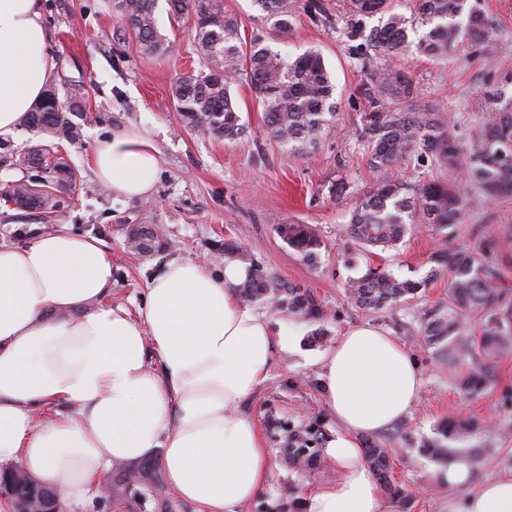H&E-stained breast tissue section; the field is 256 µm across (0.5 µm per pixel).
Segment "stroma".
<instances>
[{"mask_svg":"<svg viewBox=\"0 0 512 512\" xmlns=\"http://www.w3.org/2000/svg\"><path fill=\"white\" fill-rule=\"evenodd\" d=\"M111 2L41 0L56 62L50 83L61 92L83 85L90 109L80 140L61 147L79 181L55 217V230L96 238L111 250L109 298L131 311L142 304L149 282L170 262L189 259L221 270L224 259L215 255L213 246L231 239L274 276L313 292L327 314L328 334L317 340L315 324L290 321L265 302L255 304L275 328L290 333L299 348L276 349L269 379L240 407L262 435L271 458L264 490L240 512H306L309 493L335 479L326 445L337 424L320 388L315 358L354 324L392 331L408 346L425 378L412 415L377 437L392 453L395 481L410 495L408 502L393 503V512H448L449 500L464 498V491L438 483L441 463L425 451L429 442H444L473 456L476 480L512 473V352L497 360L487 388L468 396L460 391L457 379L471 371V364L449 369L441 356L443 343L428 342L421 327L425 315L448 312V275L434 272L432 255L475 235L495 241L512 236V200L474 199L455 236L420 224L395 247L364 254L354 269L344 262L352 243L343 231L356 195L376 181L360 139L361 114L369 108L360 89L372 70L382 67L408 75L419 105L454 120L459 138L467 139L492 112L491 93L498 91L512 100V0H481L501 26L491 60L465 43L435 57L415 52L380 56L370 50L364 36L355 42L346 38V28L354 23L346 0H318L316 15L307 9L310 0H292L294 16L285 33L262 19L253 0H223L225 12L237 17L243 39L259 36L265 45L291 58L310 50L322 54L336 86L338 115L318 144L301 156L270 137L262 107L243 80L231 88L246 126L241 141L204 138L180 128L171 87L201 68L193 16L170 15L166 0H159L158 31L177 50L149 54ZM124 130L147 134L161 154L148 197L127 200L99 187L88 165L102 139ZM342 179L350 182L353 194L339 200L331 190ZM289 219L317 229L323 248L316 264L304 262L278 236L277 226ZM138 223L162 225L171 249L131 260L125 227ZM42 234L39 220L0 198L1 246L23 247ZM370 266L426 280L427 286L393 309L356 307L346 295L345 282ZM457 414L489 421L491 429L444 440L441 427Z\"/></svg>","mask_w":512,"mask_h":512,"instance_id":"35a3bbf8","label":"stroma"}]
</instances>
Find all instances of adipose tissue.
<instances>
[{
	"mask_svg": "<svg viewBox=\"0 0 512 512\" xmlns=\"http://www.w3.org/2000/svg\"><path fill=\"white\" fill-rule=\"evenodd\" d=\"M54 61L40 0H0V131L42 98ZM160 152L139 132L102 141L89 165L121 197L144 198ZM247 268L174 261L137 315L108 299L112 253L69 231L0 246V470L24 468L60 488V512H92L117 463L160 455L168 485L199 512H238L264 489L270 458L238 410L294 341L239 302ZM338 430L326 453L336 479L307 512H388L358 437L409 416L424 386L407 346L370 325L346 330L318 359ZM461 458L440 482L461 488L448 512H512V474L472 485Z\"/></svg>",
	"mask_w": 512,
	"mask_h": 512,
	"instance_id": "ef3b65f1",
	"label": "adipose tissue"
}]
</instances>
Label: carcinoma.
Here are the masks:
<instances>
[{
	"mask_svg": "<svg viewBox=\"0 0 512 512\" xmlns=\"http://www.w3.org/2000/svg\"><path fill=\"white\" fill-rule=\"evenodd\" d=\"M262 17L285 32L293 10L290 0H254ZM158 0H115L114 8L122 21L137 32L149 53L170 51V42L157 29ZM170 12L178 17H197L195 43L205 60V70L181 78L172 87L174 108L181 128L214 139L237 141L245 127L232 101L230 88L246 78L263 108L270 134L298 154L316 142L336 118L335 86L321 53L307 51L286 59L262 39L251 40L244 48L238 20L224 13L223 0H168ZM348 13L360 20L374 14L382 22L371 30L367 44L384 55L409 51V26L418 22L430 26L416 43L417 52L436 56L449 46L466 41L486 56L495 53L498 40L496 19L488 15L479 0H417L416 16L406 17L390 8V0H349ZM402 94L412 100L406 112L391 109L388 98ZM85 93L72 89L66 97L51 87L24 116L23 126L42 136L21 148H3L0 165L22 172V177L0 188V196L19 209L48 218L62 206V196L77 183L76 173L67 158L58 153L56 143H74L81 136ZM370 111L363 113L360 137L366 148L367 164L379 173L378 181L359 196L350 211L346 233L366 250L395 246L416 224H435L453 229L474 192L489 202L512 197V104L490 113L471 134L467 148L459 146L455 122L446 121L413 102V82L400 72L379 69L370 77L366 89ZM400 162L419 169L439 163L448 167L450 179L409 185L393 180L388 171ZM467 178L451 179L459 168ZM278 233L284 242L307 262H317L321 240L306 224L287 221ZM127 251L141 258L164 252L168 243L161 240L154 224H134L126 237ZM486 244L465 245L436 257L448 269V315L428 319L424 335L447 341L445 358L454 367L469 359L492 361L512 349V301L496 285V275L482 259ZM217 251L239 260L248 269V278L238 287L243 303L263 300L289 318L321 322L325 311L315 296L299 286L286 284L265 272L252 255L236 242L226 240ZM427 280L402 278L380 267H367L365 273L346 281V294L356 305L374 310L392 309L413 298ZM475 314L484 317L482 335L467 338L463 324ZM488 369L473 370L459 380L467 393H478L487 385ZM482 429L472 417H459L449 424L448 436H463ZM365 459L383 490L394 500H407L404 489L394 484L390 464L381 444L369 441ZM146 496L144 487L122 488L110 501L112 512L136 495Z\"/></svg>",
	"mask_w": 512,
	"mask_h": 512,
	"instance_id": "obj_1",
	"label": "carcinoma"
}]
</instances>
